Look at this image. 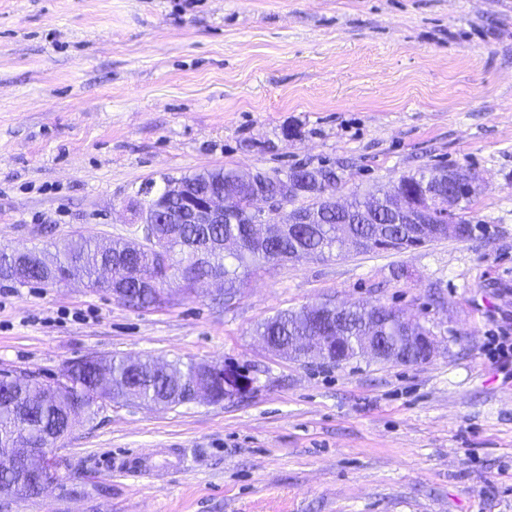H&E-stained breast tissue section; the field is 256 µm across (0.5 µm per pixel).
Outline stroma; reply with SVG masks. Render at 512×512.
Returning a JSON list of instances; mask_svg holds the SVG:
<instances>
[{
    "label": "stroma",
    "mask_w": 512,
    "mask_h": 512,
    "mask_svg": "<svg viewBox=\"0 0 512 512\" xmlns=\"http://www.w3.org/2000/svg\"><path fill=\"white\" fill-rule=\"evenodd\" d=\"M303 164L336 169L340 203L471 168L482 230L281 263L227 307L220 280L136 309L0 279V371L112 355L252 380L78 420L45 492L0 512H512V369L488 354L512 329V0H0V247L136 242L147 181ZM328 301L399 309L433 358L308 363L255 334ZM250 383L251 379L247 374L241 371H235L233 368L231 370L226 369V371H224L223 367L222 377L218 373L213 380L217 397H219L218 400H216L210 387L208 386H199L195 388L192 398L193 401L206 400L209 402H220L224 400V397H229L227 393L231 392L233 393L232 396H234L237 394L238 390L248 387ZM224 390L226 392V396H224Z\"/></svg>",
    "instance_id": "obj_1"
}]
</instances>
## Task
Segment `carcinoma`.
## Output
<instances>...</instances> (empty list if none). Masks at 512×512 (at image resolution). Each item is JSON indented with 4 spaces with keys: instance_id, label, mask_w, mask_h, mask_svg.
I'll list each match as a JSON object with an SVG mask.
<instances>
[{
    "instance_id": "obj_1",
    "label": "carcinoma",
    "mask_w": 512,
    "mask_h": 512,
    "mask_svg": "<svg viewBox=\"0 0 512 512\" xmlns=\"http://www.w3.org/2000/svg\"><path fill=\"white\" fill-rule=\"evenodd\" d=\"M299 174L309 186L308 194L291 196L288 203L293 211L308 212L311 223L302 226L299 234L272 240L259 246L246 235L247 215L241 211L224 217L222 224H158L157 233L175 254L176 265L172 275L160 283L165 288L173 281L184 279L182 288L190 290V277L214 274L224 277V294L240 293L244 280L267 266L278 262L288 251L298 253V258L307 256L331 257L342 250V241L336 236L337 225L348 224L364 238H396L404 231L396 216L377 206L379 197H355L347 209L337 212L329 207L321 195L320 187L326 180L336 184L340 180L335 168L325 165L298 166L289 170ZM234 168H218L197 171L181 177L189 188V198L198 199L202 194L215 189L230 188L229 179L237 176ZM440 179L443 188H448V169L434 168L416 175L402 177L408 202L421 200V188L426 182ZM307 201L299 207L295 203ZM228 237L242 240L238 253L226 256L219 243ZM103 256L100 245L79 235L66 241L54 258L52 279L63 282L71 276L85 277L95 287H104L99 276ZM152 301L151 293H144L137 285L130 287L125 304L133 308H147ZM372 310L364 305L354 306L348 312L346 326L348 335L361 336L371 319ZM307 326L300 313L280 312L258 328V334L268 337L275 344H286L293 336H303ZM201 375V365L189 362L172 364L153 359L132 362L121 357L96 360L90 357L73 365L66 388L53 391L52 383L37 376L21 382L0 374V456L16 455L26 448H45L62 438L66 433V417L70 409L79 402L85 408L86 417L93 418L100 408L98 384L101 379L116 387L114 399H123L126 388H133L137 398L145 404L180 405L185 399V384Z\"/></svg>"
}]
</instances>
